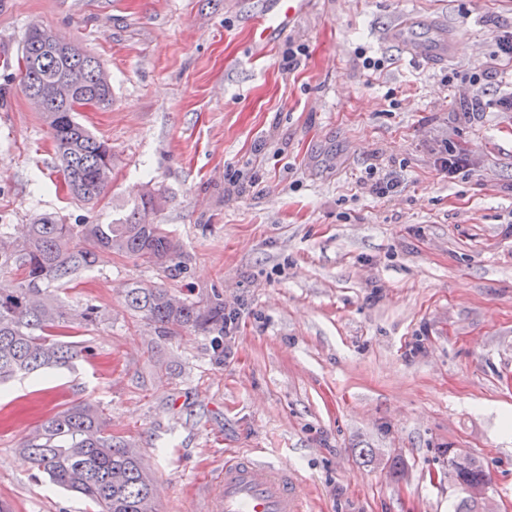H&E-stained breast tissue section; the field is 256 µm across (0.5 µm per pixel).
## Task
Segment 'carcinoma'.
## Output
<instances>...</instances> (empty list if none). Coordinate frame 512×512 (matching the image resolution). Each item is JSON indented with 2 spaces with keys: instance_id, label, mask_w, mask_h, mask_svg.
Returning <instances> with one entry per match:
<instances>
[{
  "instance_id": "cac0c4a2",
  "label": "carcinoma",
  "mask_w": 512,
  "mask_h": 512,
  "mask_svg": "<svg viewBox=\"0 0 512 512\" xmlns=\"http://www.w3.org/2000/svg\"><path fill=\"white\" fill-rule=\"evenodd\" d=\"M47 30L40 38L25 34L19 74L21 81L57 85L58 105L42 113L64 177L73 197L98 201L111 187L112 147L78 120L82 103L106 111L112 107V86L102 80L103 65L72 45L68 52L51 51ZM169 198L149 190L110 224H64L42 214L25 225L19 238L0 235V270L14 269L16 288H0V384L17 376L66 367L81 356L79 329L96 321L98 308L87 304L69 310L58 304L56 291L81 278L97 252L104 250L149 265L176 267L181 248L164 224L153 216ZM130 308L164 334L191 329L224 335V299L189 300L167 288L129 289ZM34 470L54 485L77 493L98 512H158L154 484L139 455L116 442L96 407L73 401L48 414L21 442ZM455 481L491 485L482 464L467 454L453 469Z\"/></svg>"
}]
</instances>
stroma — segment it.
Segmentation results:
<instances>
[{"mask_svg":"<svg viewBox=\"0 0 512 512\" xmlns=\"http://www.w3.org/2000/svg\"><path fill=\"white\" fill-rule=\"evenodd\" d=\"M266 3L0 0V45L21 55L31 25L50 28L100 59L114 98L79 115L113 155L88 204L62 190L40 112L0 68V226L108 224L159 188L153 221L183 253L173 270L103 253L60 292L99 317L73 368L0 387V512H95L19 452L74 400L141 455L159 512H206L237 452L294 473L308 512H456L451 448L489 472L488 512H512V112L456 113L461 94L512 93V61L471 80L512 0H306L259 44ZM406 22L447 32V60L393 37ZM444 144L468 160L452 178ZM135 285L220 295L235 328L162 335L126 306Z\"/></svg>","mask_w":512,"mask_h":512,"instance_id":"obj_1","label":"stroma"}]
</instances>
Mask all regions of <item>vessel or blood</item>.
I'll use <instances>...</instances> for the list:
<instances>
[{"label":"vessel or blood","instance_id":"b4317fda","mask_svg":"<svg viewBox=\"0 0 512 512\" xmlns=\"http://www.w3.org/2000/svg\"><path fill=\"white\" fill-rule=\"evenodd\" d=\"M305 0H273L254 30L257 42L275 31L289 28ZM444 35L415 42L414 48L428 61L445 58ZM304 492L288 471L278 464L240 456L224 463V470L208 499L209 512H303Z\"/></svg>","mask_w":512,"mask_h":512}]
</instances>
